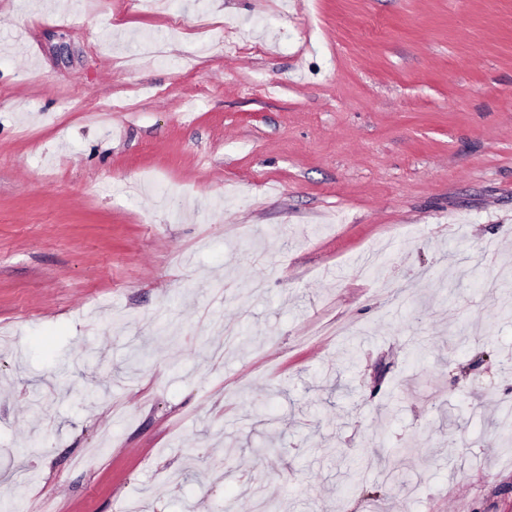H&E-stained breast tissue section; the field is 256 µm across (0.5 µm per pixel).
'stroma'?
<instances>
[{
    "instance_id": "obj_1",
    "label": "stroma",
    "mask_w": 512,
    "mask_h": 512,
    "mask_svg": "<svg viewBox=\"0 0 512 512\" xmlns=\"http://www.w3.org/2000/svg\"><path fill=\"white\" fill-rule=\"evenodd\" d=\"M504 266L512 0H0L12 512H512Z\"/></svg>"
}]
</instances>
